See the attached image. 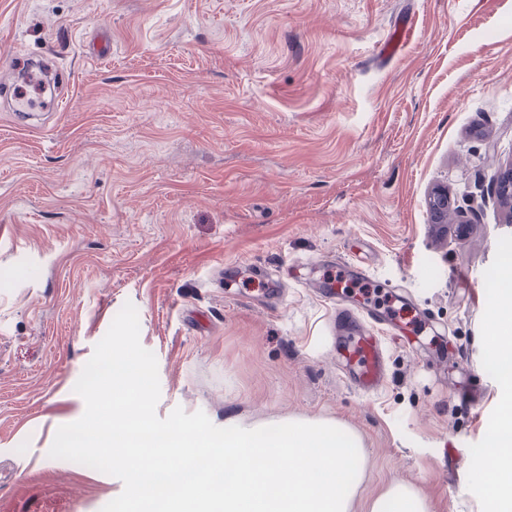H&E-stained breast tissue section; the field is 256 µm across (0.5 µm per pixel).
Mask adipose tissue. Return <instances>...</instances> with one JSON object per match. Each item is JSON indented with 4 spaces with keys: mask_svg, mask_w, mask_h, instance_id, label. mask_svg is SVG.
<instances>
[{
    "mask_svg": "<svg viewBox=\"0 0 512 512\" xmlns=\"http://www.w3.org/2000/svg\"><path fill=\"white\" fill-rule=\"evenodd\" d=\"M501 298L486 309L488 350L500 368L504 390L502 402L511 414L488 431L486 452L493 467L484 479L494 491L495 512H512V272L502 277ZM366 512H427L424 497L414 487L399 482L386 483L366 505Z\"/></svg>",
    "mask_w": 512,
    "mask_h": 512,
    "instance_id": "adipose-tissue-1",
    "label": "adipose tissue"
}]
</instances>
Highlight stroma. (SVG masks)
I'll list each match as a JSON object with an SVG mask.
<instances>
[{"label": "stroma", "mask_w": 512, "mask_h": 512, "mask_svg": "<svg viewBox=\"0 0 512 512\" xmlns=\"http://www.w3.org/2000/svg\"><path fill=\"white\" fill-rule=\"evenodd\" d=\"M408 40L382 46L399 20ZM112 38V56L84 45ZM49 51L61 116L0 111V512H101L120 479L48 452L125 303L167 417L334 420L428 512H492L503 415L485 308L512 257V0H0V78ZM448 193V223L429 202ZM444 347L384 339L364 394L316 289L340 258ZM281 307L253 300L269 284Z\"/></svg>", "instance_id": "obj_1"}]
</instances>
